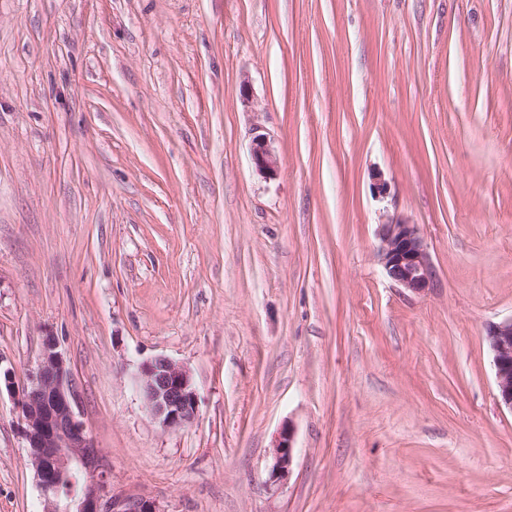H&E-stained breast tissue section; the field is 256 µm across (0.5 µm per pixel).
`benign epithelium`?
<instances>
[{
    "instance_id": "1",
    "label": "benign epithelium",
    "mask_w": 512,
    "mask_h": 512,
    "mask_svg": "<svg viewBox=\"0 0 512 512\" xmlns=\"http://www.w3.org/2000/svg\"><path fill=\"white\" fill-rule=\"evenodd\" d=\"M251 160L256 172L277 176L281 160L266 136H254ZM379 260L398 287L421 293L434 287L436 273L419 225L392 216L380 224ZM493 354L498 397L512 409V317L487 328ZM135 385L152 418L165 429L191 423L197 413V394L189 371L158 356L142 362ZM23 433L46 498V512H161L156 503L138 497L110 496L106 477L99 472L95 447L79 419V395L55 337L43 340L37 369L29 377L21 401ZM294 432L284 428L272 448L269 480H286L293 459ZM72 477L61 496L57 479Z\"/></svg>"
}]
</instances>
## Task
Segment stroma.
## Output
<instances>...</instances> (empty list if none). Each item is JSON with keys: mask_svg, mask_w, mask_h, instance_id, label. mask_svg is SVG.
I'll use <instances>...</instances> for the list:
<instances>
[{"mask_svg": "<svg viewBox=\"0 0 512 512\" xmlns=\"http://www.w3.org/2000/svg\"><path fill=\"white\" fill-rule=\"evenodd\" d=\"M393 215L426 292L378 259ZM510 317L512 0H0V512H44L20 397L48 336L111 494L512 512ZM157 356L198 396L178 430L133 382ZM251 160L256 172L265 178H274L281 168V160L264 134L254 136ZM379 226L378 256L387 276L412 293L434 288L436 273L419 225L392 216ZM486 336L493 354L498 397L512 410V317L490 324ZM293 441V430L289 427L283 428L272 448L273 463L269 477L271 482L279 483L288 478L293 459Z\"/></svg>", "mask_w": 512, "mask_h": 512, "instance_id": "obj_1", "label": "stroma"}]
</instances>
